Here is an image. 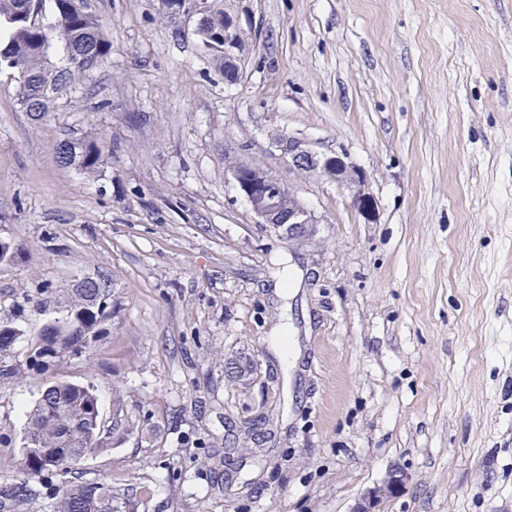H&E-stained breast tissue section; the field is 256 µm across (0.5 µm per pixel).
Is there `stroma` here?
<instances>
[{"label":"stroma","instance_id":"35a3bbf8","mask_svg":"<svg viewBox=\"0 0 512 512\" xmlns=\"http://www.w3.org/2000/svg\"><path fill=\"white\" fill-rule=\"evenodd\" d=\"M112 51L36 117L0 69V491L21 482L27 413L90 387L107 448L69 476L122 512H349L389 470L382 512H512V0H224L245 67L228 83L161 0H89ZM275 133L346 153L375 219ZM107 142L89 175L67 137ZM320 217L280 238L225 150ZM88 277L115 306L81 354L31 353ZM252 375L235 381L224 361ZM137 429L113 430L116 419Z\"/></svg>","mask_w":512,"mask_h":512}]
</instances>
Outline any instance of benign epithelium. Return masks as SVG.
<instances>
[{
	"mask_svg": "<svg viewBox=\"0 0 512 512\" xmlns=\"http://www.w3.org/2000/svg\"><path fill=\"white\" fill-rule=\"evenodd\" d=\"M243 52L244 42L233 16L228 13L224 17V70L232 71L235 80L242 72ZM271 145L288 160L291 170L327 176L351 196L367 220L373 219V202L365 192L366 176L349 161L347 154L321 155L311 149L307 142L282 133L271 137ZM229 173L236 190L247 200L260 223L288 240L314 234V225L320 223V218L272 170L244 159L240 167L229 170ZM89 452L88 444H81L64 432L58 439L57 447L41 448V458L44 461L63 459L77 464ZM405 480L404 472L398 469L389 471L382 483L367 490L350 512H381L380 506L384 500L397 495Z\"/></svg>",
	"mask_w": 512,
	"mask_h": 512,
	"instance_id": "7a95c632",
	"label": "benign epithelium"
}]
</instances>
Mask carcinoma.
<instances>
[{"instance_id": "obj_1", "label": "carcinoma", "mask_w": 512, "mask_h": 512, "mask_svg": "<svg viewBox=\"0 0 512 512\" xmlns=\"http://www.w3.org/2000/svg\"><path fill=\"white\" fill-rule=\"evenodd\" d=\"M204 6L203 20L197 28L201 47L224 58V4L223 0H165L167 17L178 19L194 7ZM63 51L65 66L56 67L51 56ZM111 53V44L105 38L102 24L87 7L85 0H0V67L12 71L18 83V101L26 112L46 114L51 104L40 99L45 85L63 82L70 85L87 79L101 68ZM74 165L86 173L97 171L110 158V150L103 141L75 140ZM104 289L79 288L71 308V332L56 330L55 342H45L34 353V360L45 362L58 351L78 353L88 346L85 338L94 336L96 327L106 317L100 303L109 299ZM28 412L27 424L42 436L43 445L57 444V435L69 430L76 437L90 436L86 410L69 383H52L45 388ZM36 454L33 448L23 452L22 471L27 480L15 487L11 496L26 499L36 495L29 480L44 471L71 472L73 465L48 464L37 468L26 462ZM120 501L115 493L101 491L93 486L67 484L58 491L54 512H119Z\"/></svg>"}]
</instances>
